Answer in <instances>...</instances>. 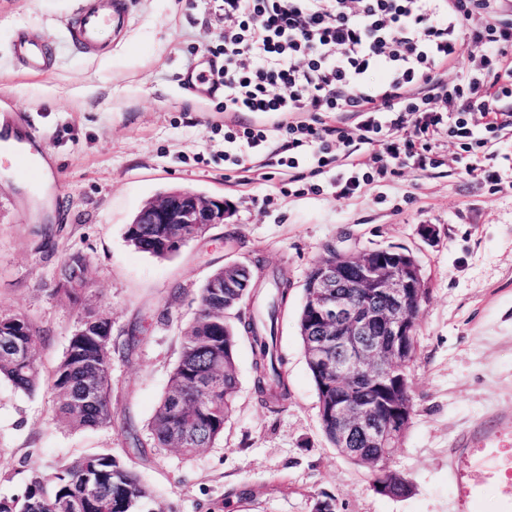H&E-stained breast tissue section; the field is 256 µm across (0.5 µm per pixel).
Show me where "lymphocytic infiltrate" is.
I'll return each mask as SVG.
<instances>
[{"instance_id": "f902f5d3", "label": "lymphocytic infiltrate", "mask_w": 512, "mask_h": 512, "mask_svg": "<svg viewBox=\"0 0 512 512\" xmlns=\"http://www.w3.org/2000/svg\"><path fill=\"white\" fill-rule=\"evenodd\" d=\"M470 64L448 68L461 51ZM223 112L262 119L238 149L288 138L283 166L306 156L337 197L409 167L441 165V135L462 172L495 187L494 144L512 128V0H224Z\"/></svg>"}]
</instances>
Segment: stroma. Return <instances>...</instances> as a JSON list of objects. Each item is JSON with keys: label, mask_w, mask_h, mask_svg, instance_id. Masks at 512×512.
Instances as JSON below:
<instances>
[{"label": "stroma", "mask_w": 512, "mask_h": 512, "mask_svg": "<svg viewBox=\"0 0 512 512\" xmlns=\"http://www.w3.org/2000/svg\"><path fill=\"white\" fill-rule=\"evenodd\" d=\"M82 0H0V122L34 130L50 170L20 173L0 154V316L24 315L40 330L36 362L49 371L64 354L83 307L112 319V426L71 430L52 417V396L0 381V496L21 493L90 454L132 466L173 512H453L448 450L493 412L512 413V185L490 191L461 173L443 139V163L412 169L344 199L332 190H288L286 139L224 158L225 129L255 125L226 115L223 91L187 89L189 67L220 43L222 0H131L110 50L77 51L66 24ZM50 38L53 69L28 73L12 50L17 29ZM224 198L231 215L171 258L137 251L125 228L145 201L172 189ZM401 247L418 259L427 295L408 372L414 415L390 456L410 495L379 494L368 468L326 440L298 333L303 285L330 249ZM88 259L81 303L58 289L69 255ZM229 262L286 270L288 305L278 321L287 363L285 405H262L253 355L239 336V391L223 436L185 455L173 448L138 457L127 437L148 424L179 358L200 290ZM135 345H128L129 335Z\"/></svg>", "instance_id": "1"}]
</instances>
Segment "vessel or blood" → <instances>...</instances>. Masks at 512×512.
Segmentation results:
<instances>
[{"instance_id":"obj_1","label":"vessel or blood","mask_w":512,"mask_h":512,"mask_svg":"<svg viewBox=\"0 0 512 512\" xmlns=\"http://www.w3.org/2000/svg\"><path fill=\"white\" fill-rule=\"evenodd\" d=\"M130 0H85L81 11L69 22L71 41L77 49L103 52L111 48L115 34L127 19ZM14 53L28 71L40 74L54 62L55 49L48 40L34 37L28 31L18 32ZM34 135H19L12 126L0 131V144L12 151L20 169L33 166V159L17 150L18 142H34ZM506 418L496 415L468 430L448 462V480L454 489L456 512H481L482 489L492 482L512 484V448L486 446V438Z\"/></svg>"}]
</instances>
